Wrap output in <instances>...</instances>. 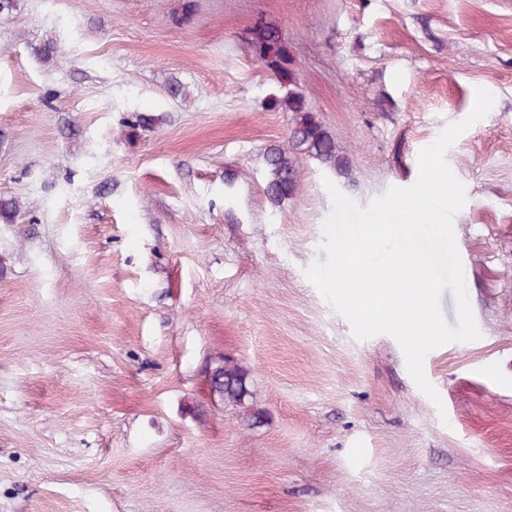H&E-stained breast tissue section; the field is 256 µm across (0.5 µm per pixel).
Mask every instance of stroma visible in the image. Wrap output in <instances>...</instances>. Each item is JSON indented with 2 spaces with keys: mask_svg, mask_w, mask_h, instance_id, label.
I'll use <instances>...</instances> for the list:
<instances>
[{
  "mask_svg": "<svg viewBox=\"0 0 512 512\" xmlns=\"http://www.w3.org/2000/svg\"><path fill=\"white\" fill-rule=\"evenodd\" d=\"M260 17L360 205L495 97L445 154L481 337L427 355L441 405L305 276L327 170L266 196L290 115L262 106ZM0 197V512H512V0H14ZM220 355L243 404L210 385ZM210 380L214 392L225 402L242 404L245 397L250 394L243 369L230 360H224V357H218L214 361Z\"/></svg>",
  "mask_w": 512,
  "mask_h": 512,
  "instance_id": "35a3bbf8",
  "label": "stroma"
}]
</instances>
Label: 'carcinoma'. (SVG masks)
<instances>
[{
  "label": "carcinoma",
  "mask_w": 512,
  "mask_h": 512,
  "mask_svg": "<svg viewBox=\"0 0 512 512\" xmlns=\"http://www.w3.org/2000/svg\"><path fill=\"white\" fill-rule=\"evenodd\" d=\"M254 57L274 76L278 92L269 94L264 108L292 113L288 147L274 146L265 156V193L274 204L295 195L299 179V160L313 157L338 179L351 176L350 160L336 150V145L316 113L309 111L300 79L276 28L260 24L252 30ZM214 392L226 402L240 404L249 395L243 369L222 357L214 361L210 372Z\"/></svg>",
  "instance_id": "carcinoma-1"
}]
</instances>
